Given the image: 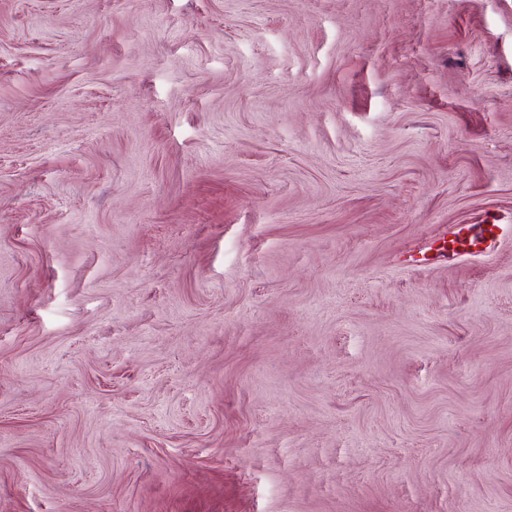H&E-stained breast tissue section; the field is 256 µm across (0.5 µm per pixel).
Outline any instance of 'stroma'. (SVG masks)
<instances>
[{"instance_id":"1","label":"stroma","mask_w":512,"mask_h":512,"mask_svg":"<svg viewBox=\"0 0 512 512\" xmlns=\"http://www.w3.org/2000/svg\"><path fill=\"white\" fill-rule=\"evenodd\" d=\"M512 0H0V512H512ZM512 235V224H461L447 240L445 235L442 246L435 249L431 258L414 259L418 267L434 263H446L466 255L494 251L503 238Z\"/></svg>"}]
</instances>
